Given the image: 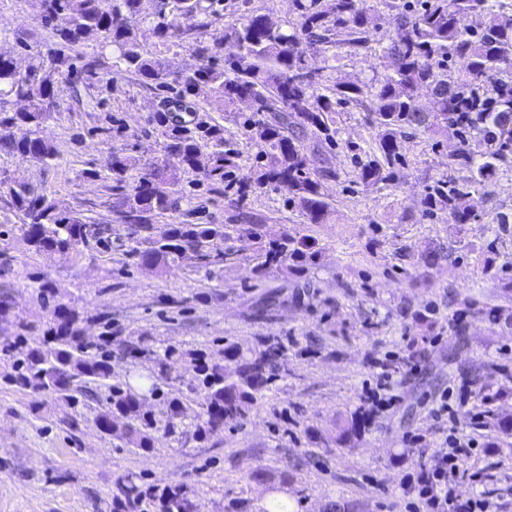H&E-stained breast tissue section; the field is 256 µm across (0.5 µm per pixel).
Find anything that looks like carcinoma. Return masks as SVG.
<instances>
[{
  "label": "carcinoma",
  "instance_id": "carcinoma-1",
  "mask_svg": "<svg viewBox=\"0 0 512 512\" xmlns=\"http://www.w3.org/2000/svg\"><path fill=\"white\" fill-rule=\"evenodd\" d=\"M41 20L54 25L53 41L37 55L26 74L17 72L13 58L0 54V155L48 164L57 158L55 147L40 136V129L57 112L56 79L75 75L86 87L111 92L99 62L76 66L73 51L90 37L110 50L115 64L143 84L171 92L187 117L176 119L156 112L151 123L164 137L163 158L144 167L135 180L129 171L136 158L125 148H112L107 164L108 189L118 199L116 221L131 227L147 246L128 256L137 263L165 272L194 258L202 267L224 264V225L166 224L155 219L180 209L186 195L204 197L220 190L238 206L250 193L268 187L284 189L289 201L311 224H325L331 214L322 182L332 176L312 164L304 137L337 143L339 108L371 100L368 109L379 128V138L367 159H356L357 176L366 186L394 180L403 164L401 140L418 132L450 134L457 148L448 168L465 167L471 178L460 182L443 175L426 189L419 205L426 213L448 212L457 224L471 213L460 201L484 189L498 174L512 171V0H383L396 11L395 29L382 41L370 28L366 0H289L288 19L268 25V14L247 11L224 27V37L210 39L207 30L224 18V0L185 3L173 0L150 21L158 42L187 43L198 60L192 72L171 70L164 60L144 53L139 24L142 0H41ZM66 17L63 26L55 25ZM472 19L463 25L461 20ZM379 43L383 70L371 82L329 83L321 70L309 65L302 45L337 47L350 55ZM443 84L449 87L432 96L427 108L418 104L421 91ZM207 93L218 108L250 101L242 126L258 140L261 159L256 180L233 179L237 154L224 149V125L198 115L193 98ZM24 103L12 111L5 100ZM99 131L117 137L126 128L124 118L106 113ZM485 150L476 152L472 143ZM196 178L183 182V175ZM0 193L19 213L27 243L39 253L75 258L91 246L108 248L100 225L74 211H60L44 194L27 183L0 177ZM307 244L288 235L275 240L270 250L277 259L306 258ZM80 316L75 308L56 305L46 323L45 344L19 360L15 384L23 389L60 395L77 404L74 381L102 383L112 371L108 356L92 352L79 342ZM283 346L268 341L257 352L238 347L224 351V362L195 363V375L206 395V413L191 425L204 440L224 424L243 416L253 393L265 387L279 370ZM146 383L112 389V410L128 422L127 442L148 448L151 432H173L175 420L184 419L172 406L163 427L145 409ZM165 512H194V504L181 491L168 494Z\"/></svg>",
  "mask_w": 512,
  "mask_h": 512
}]
</instances>
